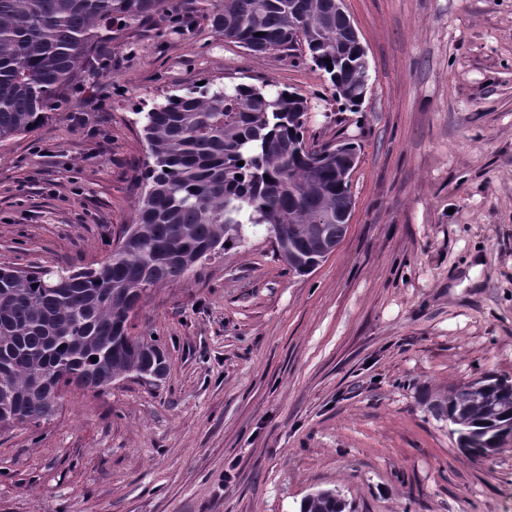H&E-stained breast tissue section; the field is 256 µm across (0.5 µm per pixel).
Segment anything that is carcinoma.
I'll list each match as a JSON object with an SVG mask.
<instances>
[{"mask_svg":"<svg viewBox=\"0 0 512 512\" xmlns=\"http://www.w3.org/2000/svg\"><path fill=\"white\" fill-rule=\"evenodd\" d=\"M166 0H0V142L31 132L81 70L98 66L95 47L114 20L140 21ZM224 38L255 52L288 49L302 32L313 65L329 76L336 99L362 103L359 60L322 50L349 41L336 0H224L210 14ZM307 99L271 81L226 86L210 80L170 90L142 117L146 172L133 224L94 269L0 264V428L39 427L60 389L100 391L103 376H144L162 366L157 341L129 335L130 311L147 290L180 279L241 240L244 226L266 227L298 273L322 258L323 242L344 236L350 182L341 177L351 141L305 145ZM244 165L239 166L237 162ZM270 180H265V177ZM97 361H91V358ZM474 392L432 404L469 447L512 429V384L489 374ZM300 512H341L336 500L309 497Z\"/></svg>","mask_w":512,"mask_h":512,"instance_id":"carcinoma-1","label":"carcinoma"}]
</instances>
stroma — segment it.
<instances>
[{"label":"stroma","mask_w":512,"mask_h":512,"mask_svg":"<svg viewBox=\"0 0 512 512\" xmlns=\"http://www.w3.org/2000/svg\"><path fill=\"white\" fill-rule=\"evenodd\" d=\"M167 0L113 23L32 132L0 143V262L97 267L134 217L142 102L202 79L308 101L305 138L361 147L348 230L306 275L249 228L130 321L167 373L69 389L0 431V512H512V441L474 459L430 404L512 382V0H345L367 52L357 110L302 50L254 53ZM184 34L169 36L172 15ZM329 492L336 500L327 496L309 497L302 502L300 512H344L339 510L340 507L336 503V501L342 505L346 503L344 496L337 490H329Z\"/></svg>","instance_id":"35a3bbf8"}]
</instances>
